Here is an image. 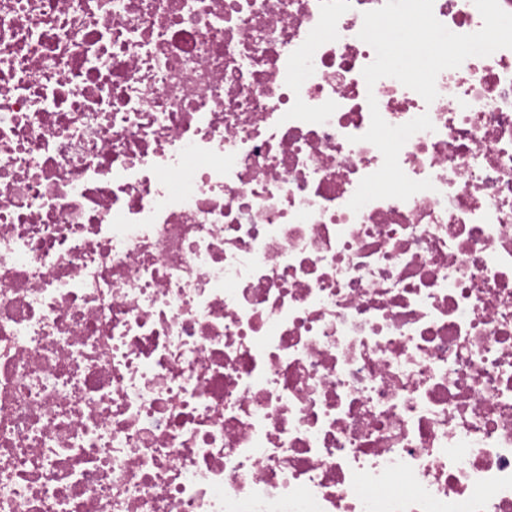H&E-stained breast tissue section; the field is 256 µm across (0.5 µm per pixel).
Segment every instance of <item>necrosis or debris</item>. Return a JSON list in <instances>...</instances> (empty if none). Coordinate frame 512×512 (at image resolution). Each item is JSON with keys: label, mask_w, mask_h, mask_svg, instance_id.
I'll list each match as a JSON object with an SVG mask.
<instances>
[{"label": "necrosis or debris", "mask_w": 512, "mask_h": 512, "mask_svg": "<svg viewBox=\"0 0 512 512\" xmlns=\"http://www.w3.org/2000/svg\"><path fill=\"white\" fill-rule=\"evenodd\" d=\"M384 3L0 0V512H512V49Z\"/></svg>", "instance_id": "necrosis-or-debris-1"}]
</instances>
